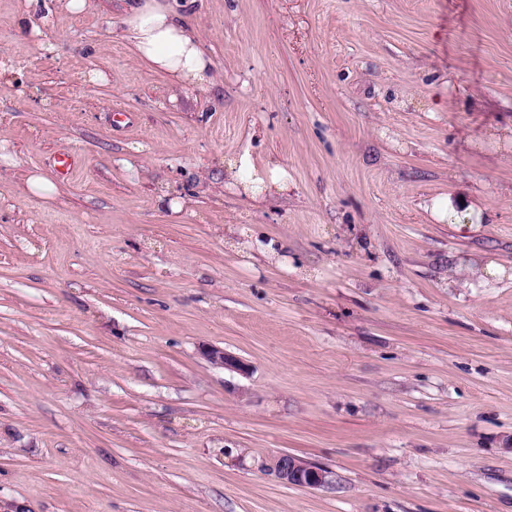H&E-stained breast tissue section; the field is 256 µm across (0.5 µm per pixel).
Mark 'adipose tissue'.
<instances>
[{
  "label": "adipose tissue",
  "instance_id": "obj_1",
  "mask_svg": "<svg viewBox=\"0 0 512 512\" xmlns=\"http://www.w3.org/2000/svg\"><path fill=\"white\" fill-rule=\"evenodd\" d=\"M194 0H124L122 37L134 57L154 71L166 74L174 85L207 87L215 75L210 58L187 24L186 10ZM237 185L255 197L263 192L284 193L288 175L278 165L257 169L249 154L232 165Z\"/></svg>",
  "mask_w": 512,
  "mask_h": 512
}]
</instances>
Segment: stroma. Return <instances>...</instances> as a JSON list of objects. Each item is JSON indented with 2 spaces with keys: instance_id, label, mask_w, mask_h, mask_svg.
<instances>
[{
  "instance_id": "35a3bbf8",
  "label": "stroma",
  "mask_w": 512,
  "mask_h": 512,
  "mask_svg": "<svg viewBox=\"0 0 512 512\" xmlns=\"http://www.w3.org/2000/svg\"><path fill=\"white\" fill-rule=\"evenodd\" d=\"M187 18L204 89L133 59L120 0H0V500L512 512V0ZM245 152L286 196L230 186ZM283 452L332 485L281 483ZM25 185L27 191L36 197L54 198L60 194V187L39 173L28 175ZM206 358L213 364L224 369L246 373L248 367L239 358L226 353L218 348H210L204 352Z\"/></svg>"
}]
</instances>
